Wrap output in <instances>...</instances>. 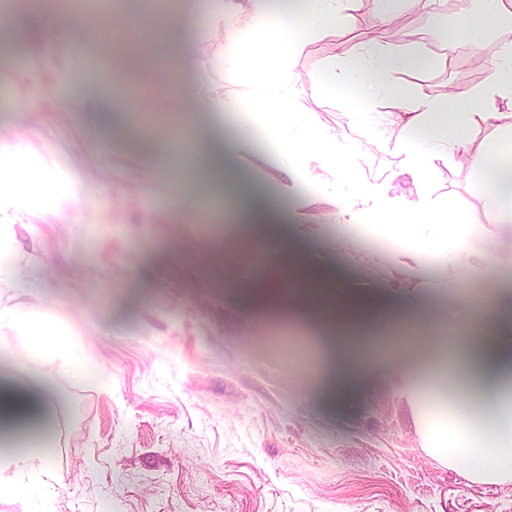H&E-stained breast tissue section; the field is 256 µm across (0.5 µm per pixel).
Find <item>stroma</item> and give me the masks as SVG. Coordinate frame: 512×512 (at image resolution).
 <instances>
[{"label":"stroma","instance_id":"obj_1","mask_svg":"<svg viewBox=\"0 0 512 512\" xmlns=\"http://www.w3.org/2000/svg\"><path fill=\"white\" fill-rule=\"evenodd\" d=\"M113 2L119 41L84 38L85 0H0L9 33L0 85L34 105L0 106V136L25 132L34 154L65 156L96 200L14 225L16 285L0 288V304L51 301L73 351L105 378L86 384L0 328V368L52 397L58 443L50 465L0 475V512H512V479L484 482L428 453L420 406L404 384L408 360L440 345L438 329L460 328L462 300L487 301L512 277V224L494 223L485 205L490 133L475 129L465 149L432 160L431 198L482 239L424 267L414 245L372 223L342 181L353 169L410 196L400 147L313 90L388 14L416 27L390 85L447 99L450 88L488 81L512 16L478 46L485 64L469 82L438 49L466 43L482 0L430 11L368 0L349 23L330 24L295 58L300 110L353 150L336 166L312 158L289 173L270 152L241 151L237 175L275 199L270 229L257 235L240 221L239 196L210 208L211 181L191 172L172 190L169 172L155 167L172 152L171 130L188 126L216 146L239 133L203 105L209 88L227 82L213 62L218 39L185 46L190 26L224 0ZM161 15L174 25L145 41L142 25ZM52 43L61 55L43 63ZM89 55L98 69L68 73L64 57ZM25 61L36 69L22 70ZM66 96L84 109L64 107ZM309 265L334 277L338 299L364 302L367 333L339 340L337 354L339 364L368 361L364 372L322 373L300 288ZM34 473L46 488L37 497Z\"/></svg>","mask_w":512,"mask_h":512}]
</instances>
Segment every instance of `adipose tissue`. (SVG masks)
<instances>
[{
  "mask_svg": "<svg viewBox=\"0 0 512 512\" xmlns=\"http://www.w3.org/2000/svg\"><path fill=\"white\" fill-rule=\"evenodd\" d=\"M313 10L297 11L278 18L269 0H228L209 13L205 32L222 35L236 43L240 34L258 35L257 48L263 59L249 66L241 53L222 56L225 75L243 83L240 92L214 90L206 98L216 112L241 115L266 113L277 126L279 138L275 157L300 162L315 152L327 165L346 157L349 143L337 140L328 129L309 126L298 118L297 75L293 63L305 40L317 36L326 22H345L358 0H312ZM401 49L366 38L357 55L341 68H327L314 83V91L339 94L358 106L367 120H378L375 102L380 91L389 90L388 76L395 63L403 61ZM388 124L401 128L406 145L404 166L418 183L417 198H390L386 185L350 176L348 185L362 204H373L376 223L385 225L397 238L414 242L418 255H461L479 240L478 230L453 240L456 214L437 211L429 196L426 171L433 155L454 154L466 142L473 125L491 127L494 133L512 135V44L501 47L497 65L486 84L452 93L444 102L429 96L411 98L406 111L392 112ZM264 138L263 127L247 125L242 136L226 139L224 149L210 152L194 138L185 146L193 165L222 181L235 157ZM68 196L78 203L77 194H66L57 157L35 164L24 138L0 137V274L14 271L16 253L12 225L34 213H53L57 201ZM488 210L499 224H512V166L495 165L487 194ZM16 328L36 352L65 356L69 342L55 314L44 308L0 305V326ZM473 389L463 401L448 402L442 410H427L426 426L433 454L449 464L466 469L474 478L494 481L512 476V348L494 336H468L457 350L455 363L447 359L422 360L405 374L407 390L417 396L433 394L446 400L449 380ZM49 398L10 376L0 375V445L47 447L44 429L50 421Z\"/></svg>",
  "mask_w": 512,
  "mask_h": 512,
  "instance_id": "ef3b65f1",
  "label": "adipose tissue"
}]
</instances>
